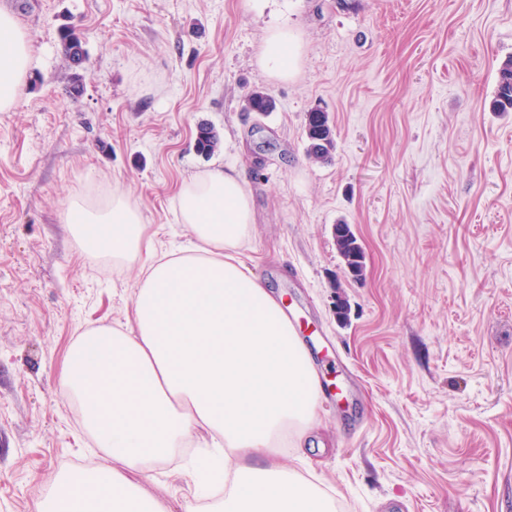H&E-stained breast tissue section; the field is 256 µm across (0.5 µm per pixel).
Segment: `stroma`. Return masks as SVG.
Wrapping results in <instances>:
<instances>
[{"label":"stroma","instance_id":"stroma-1","mask_svg":"<svg viewBox=\"0 0 512 512\" xmlns=\"http://www.w3.org/2000/svg\"><path fill=\"white\" fill-rule=\"evenodd\" d=\"M32 80L0 112V512H37L66 467L104 453L60 384L79 333L124 320L141 262L81 254L73 196L127 191L157 256L188 238L173 200L232 162L256 222L240 250L337 388L303 466L340 512H512V112L489 108L512 58V0H0ZM88 50L70 95L58 30ZM285 25L299 69L257 63ZM274 98L248 112L254 90ZM336 147L306 153V115ZM207 123L221 145L194 149ZM364 271L350 277L335 227ZM188 449L143 491L191 500ZM307 155L315 162L330 160L335 149L333 126L326 112L315 109L306 115Z\"/></svg>","mask_w":512,"mask_h":512}]
</instances>
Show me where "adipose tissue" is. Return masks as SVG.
Instances as JSON below:
<instances>
[{
	"label": "adipose tissue",
	"mask_w": 512,
	"mask_h": 512,
	"mask_svg": "<svg viewBox=\"0 0 512 512\" xmlns=\"http://www.w3.org/2000/svg\"><path fill=\"white\" fill-rule=\"evenodd\" d=\"M299 53L275 28L258 64L285 81ZM30 71L28 36L0 11V112L16 108ZM174 208L188 247L143 266L125 321L83 331L61 377L105 465L59 473L39 512H170L139 482L188 446L207 478L184 512H336L334 490L283 456L320 424L318 378L280 303L239 258L254 222L241 173L230 163L192 175ZM66 220L90 256L125 263L151 250L126 192L70 200Z\"/></svg>",
	"instance_id": "obj_1"
}]
</instances>
